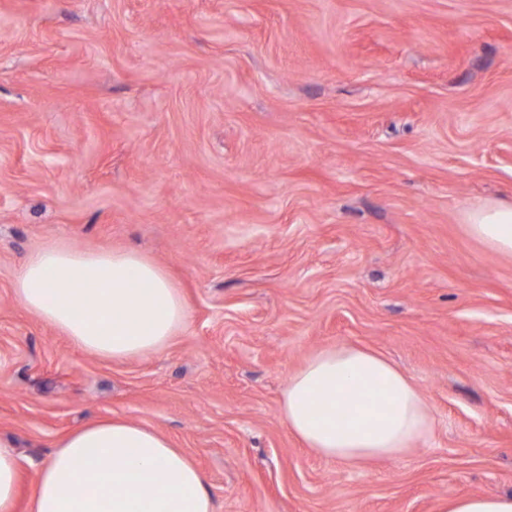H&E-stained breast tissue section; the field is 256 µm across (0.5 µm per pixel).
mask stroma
I'll return each mask as SVG.
<instances>
[{
	"instance_id": "obj_1",
	"label": "stroma",
	"mask_w": 512,
	"mask_h": 512,
	"mask_svg": "<svg viewBox=\"0 0 512 512\" xmlns=\"http://www.w3.org/2000/svg\"><path fill=\"white\" fill-rule=\"evenodd\" d=\"M512 0H0V437L28 512L55 442L121 416L172 439L214 512H438L512 493ZM131 249L187 306L101 358L27 311L35 250ZM414 379L434 436L347 468L288 430L320 349ZM469 233L492 251L512 255V204L487 202L468 212Z\"/></svg>"
}]
</instances>
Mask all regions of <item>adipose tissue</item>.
Returning a JSON list of instances; mask_svg holds the SVG:
<instances>
[{"mask_svg":"<svg viewBox=\"0 0 512 512\" xmlns=\"http://www.w3.org/2000/svg\"><path fill=\"white\" fill-rule=\"evenodd\" d=\"M469 233L512 255V204L468 212ZM14 290L22 306L76 347L116 361L148 355L182 327L179 288L157 263L124 250L56 245L32 253ZM289 431L346 466L396 459L432 436L429 403L411 378L368 348L314 353L283 395ZM30 512H213L201 472L157 430L123 418L75 429L39 471ZM439 512H512V494H461Z\"/></svg>","mask_w":512,"mask_h":512,"instance_id":"adipose-tissue-1","label":"adipose tissue"}]
</instances>
